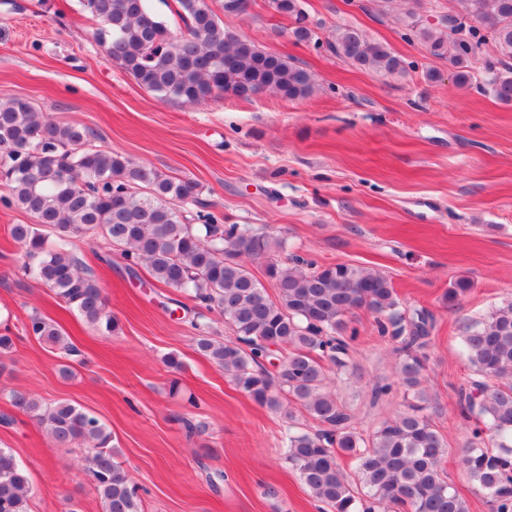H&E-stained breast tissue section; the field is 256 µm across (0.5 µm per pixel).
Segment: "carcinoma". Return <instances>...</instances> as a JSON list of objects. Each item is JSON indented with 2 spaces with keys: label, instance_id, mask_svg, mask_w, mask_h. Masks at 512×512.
Here are the masks:
<instances>
[{
  "label": "carcinoma",
  "instance_id": "obj_1",
  "mask_svg": "<svg viewBox=\"0 0 512 512\" xmlns=\"http://www.w3.org/2000/svg\"><path fill=\"white\" fill-rule=\"evenodd\" d=\"M102 28L107 59L146 90L199 105L221 92L250 100L272 92L304 98L315 89L313 74L293 60L269 53L224 23L208 0H175L184 32L171 34L148 0H83ZM294 19L298 42L327 47L336 57L381 76H402L404 60L391 48L352 27L324 41L307 23L301 0H271ZM453 12L471 19L463 41L440 24L408 12V36L454 67V82L471 81L476 50L492 41L500 67L489 66L491 94L512 104V0H454ZM87 127L62 122L23 97L0 98V198L48 225L54 241L34 224H14L12 239L23 248L25 273L49 288L88 324L108 334L118 323L97 280L74 253V240L102 237L122 247L129 272L144 265L154 281L215 306L235 335L218 341L198 331L196 348L256 404L285 411L299 405L318 425L282 435L285 458L323 512H469L441 463L447 445L433 428L432 400L425 387L426 347L433 316L402 304L391 281L352 264L299 265L267 258L270 238L249 224H225L206 211L194 180L170 177L155 167L90 144ZM265 259L277 298L250 272L247 262ZM369 312L378 332L398 342V385L406 409L384 420L367 438L354 431L352 415L326 389V368L350 369L351 317ZM26 331L71 355L76 349L52 321L30 317ZM288 350L275 374L263 367L267 345ZM465 356L475 378L460 393L473 437L459 450L463 470L487 499L490 512H512V301L468 327ZM13 404L44 428L58 445L79 444L104 512H141L136 489L115 461L112 432L98 417L68 401L44 405L12 393ZM356 462L345 471L339 454ZM27 470L11 449L0 448V512H28Z\"/></svg>",
  "mask_w": 512,
  "mask_h": 512
}]
</instances>
